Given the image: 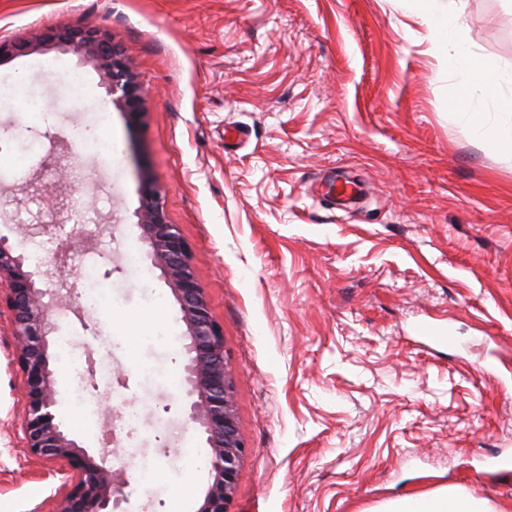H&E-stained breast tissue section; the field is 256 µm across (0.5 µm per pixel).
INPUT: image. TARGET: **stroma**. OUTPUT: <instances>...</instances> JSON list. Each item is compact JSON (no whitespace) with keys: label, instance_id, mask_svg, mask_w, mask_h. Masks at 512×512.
Returning <instances> with one entry per match:
<instances>
[{"label":"stroma","instance_id":"1","mask_svg":"<svg viewBox=\"0 0 512 512\" xmlns=\"http://www.w3.org/2000/svg\"><path fill=\"white\" fill-rule=\"evenodd\" d=\"M477 52L512 67V0H463ZM112 32L148 92L137 123L92 66L55 50L0 63L41 97L0 111V190L33 178L49 135L85 164L84 200L111 224L64 272L105 298L57 312L56 420L124 470V512H197L210 450L186 423L185 325L145 255L135 212L156 183L189 241L249 448L229 512H380L442 487L512 512V158L475 138L448 101V64L395 0H0V36L50 26ZM82 74L70 104L60 70ZM120 146L79 151L75 128ZM356 176L337 205L328 181ZM44 205L0 216L28 270L52 266L24 234ZM430 326L448 344L422 336ZM0 309V512H54L61 481L21 441L23 377ZM121 413L108 421L105 407ZM139 417L128 425L127 414Z\"/></svg>","mask_w":512,"mask_h":512}]
</instances>
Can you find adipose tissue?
Listing matches in <instances>:
<instances>
[{
  "label": "adipose tissue",
  "mask_w": 512,
  "mask_h": 512,
  "mask_svg": "<svg viewBox=\"0 0 512 512\" xmlns=\"http://www.w3.org/2000/svg\"><path fill=\"white\" fill-rule=\"evenodd\" d=\"M403 12L423 26L433 54L445 57L455 81L448 101L459 119L479 137L491 138L512 157V92L502 90L500 63L471 51L464 40L456 0H398ZM385 512H493L486 499L442 490L397 500Z\"/></svg>",
  "instance_id": "ef3b65f1"
}]
</instances>
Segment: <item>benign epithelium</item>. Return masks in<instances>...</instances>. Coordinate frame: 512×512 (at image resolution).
Listing matches in <instances>:
<instances>
[{
    "instance_id": "7a95c632",
    "label": "benign epithelium",
    "mask_w": 512,
    "mask_h": 512,
    "mask_svg": "<svg viewBox=\"0 0 512 512\" xmlns=\"http://www.w3.org/2000/svg\"><path fill=\"white\" fill-rule=\"evenodd\" d=\"M47 50L72 53L94 67L111 102L137 122L147 115L148 92L141 82L128 51L112 35L83 27L47 28L32 36L0 38V62ZM64 154L53 146L42 160V171L65 170ZM39 175L14 188L9 203L20 210L30 198L45 191ZM71 186L55 196L52 212L72 221L75 208ZM140 207L135 212L141 241L147 255L158 267L179 304L186 326L188 356L184 364L188 395L193 397L188 419L206 434L210 448L211 482L198 512H228L236 490L238 464L248 451L235 412V390L224 353V329L214 320L205 289L192 260V249L178 225L172 224L164 209L160 189L151 181L140 184ZM90 234L73 231L60 238L55 265L63 268L74 253L85 248ZM39 287L33 274L24 268V257L14 253L0 238V305L10 312L13 355L23 376L26 409L21 422L25 448L46 463L64 461L68 476L66 492L54 512H119L127 500L128 485L123 473L107 465V457H95L55 422L58 391L50 368L47 336L53 329L48 295L79 312L77 285L52 271L42 273Z\"/></svg>"
}]
</instances>
